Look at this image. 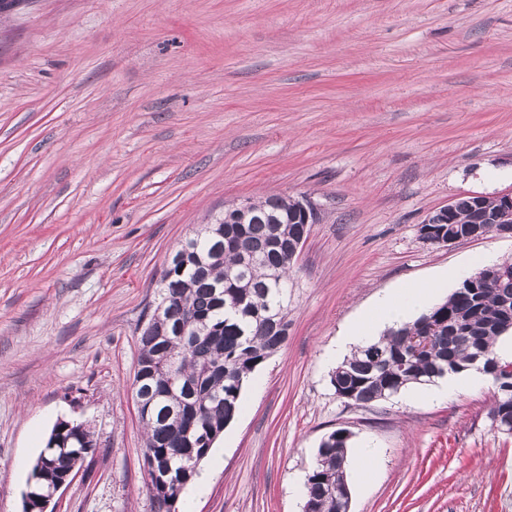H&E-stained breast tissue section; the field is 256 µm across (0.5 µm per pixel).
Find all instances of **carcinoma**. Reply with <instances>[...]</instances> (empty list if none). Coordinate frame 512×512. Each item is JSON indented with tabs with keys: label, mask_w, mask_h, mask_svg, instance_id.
<instances>
[{
	"label": "carcinoma",
	"mask_w": 512,
	"mask_h": 512,
	"mask_svg": "<svg viewBox=\"0 0 512 512\" xmlns=\"http://www.w3.org/2000/svg\"><path fill=\"white\" fill-rule=\"evenodd\" d=\"M481 207L512 225V212L498 198L483 197ZM251 208L247 223L224 215L181 245L162 278L163 309L140 332V391L151 408H140L139 415L147 431V487L157 512H174L171 498L196 475L181 458L209 455L213 440L236 417L245 383L288 340L290 254L309 229L294 223L297 201L288 197L270 195ZM453 220L462 233L476 221L470 197L458 199ZM506 303L512 307V272L464 282L414 322L357 348L336 366L331 385L357 405L378 402L461 372L479 355L490 364L496 388L490 419L512 420V391H505L497 373L512 362L494 350L499 338L512 333ZM87 438L93 434L82 423L54 425L32 467L34 491L82 464L76 449ZM350 439L349 431L337 429L318 448L306 483V503L317 505V512H341L330 484L346 468Z\"/></svg>",
	"instance_id": "obj_1"
}]
</instances>
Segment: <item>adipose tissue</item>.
Wrapping results in <instances>:
<instances>
[{
  "label": "adipose tissue",
  "instance_id": "adipose-tissue-1",
  "mask_svg": "<svg viewBox=\"0 0 512 512\" xmlns=\"http://www.w3.org/2000/svg\"><path fill=\"white\" fill-rule=\"evenodd\" d=\"M463 278L461 270L451 268L436 279L399 288L378 297L369 313L339 333L336 341L337 354H344L350 347L374 341L377 331L396 328L413 321L437 302L442 289L459 284Z\"/></svg>",
  "mask_w": 512,
  "mask_h": 512
}]
</instances>
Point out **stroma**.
<instances>
[{"instance_id":"stroma-1","label":"stroma","mask_w":512,"mask_h":512,"mask_svg":"<svg viewBox=\"0 0 512 512\" xmlns=\"http://www.w3.org/2000/svg\"><path fill=\"white\" fill-rule=\"evenodd\" d=\"M512 192V0H0V512H22L53 425L96 442L50 512H155L132 394L168 257L225 206L318 207L288 340L176 512H303L339 428L377 465L350 512H512L493 385L358 406L330 375L375 299L512 260L419 226Z\"/></svg>"}]
</instances>
